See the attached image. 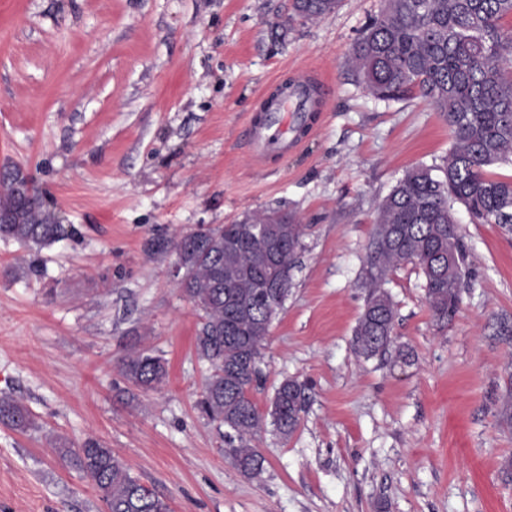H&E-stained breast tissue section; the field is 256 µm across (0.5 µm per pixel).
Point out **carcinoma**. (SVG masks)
<instances>
[{"instance_id": "1", "label": "carcinoma", "mask_w": 512, "mask_h": 512, "mask_svg": "<svg viewBox=\"0 0 512 512\" xmlns=\"http://www.w3.org/2000/svg\"><path fill=\"white\" fill-rule=\"evenodd\" d=\"M341 0H293L289 21L323 20ZM512 0H382L380 13L352 49V63L365 88L378 99L415 91L448 122L453 142L434 165L405 171L379 208L365 271L369 292L355 329V346L366 358L385 354L393 343L395 306L382 288L405 264L425 278L426 300L435 320L452 321L469 269L460 243L454 205L475 224H512V179L489 168L512 165ZM0 238L42 249L64 239L44 195L27 198L0 189ZM304 227L290 214L265 211L241 223L200 225L177 237L179 288L199 315L198 357L211 374L198 402L217 427L227 428L225 455L249 477L264 471L253 445L271 426L287 438L296 432L307 397L305 386L285 379L266 412L251 392L262 377L261 349L282 308L302 246ZM454 252L448 261V251ZM120 370L135 388L154 389L167 378L164 359L150 350L124 356ZM0 423L26 431L28 408L0 395ZM71 466L88 478L108 512H170L166 499L133 476L130 468L97 439L62 448Z\"/></svg>"}]
</instances>
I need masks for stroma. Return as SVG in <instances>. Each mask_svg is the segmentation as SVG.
I'll list each match as a JSON object with an SVG mask.
<instances>
[{
	"label": "stroma",
	"mask_w": 512,
	"mask_h": 512,
	"mask_svg": "<svg viewBox=\"0 0 512 512\" xmlns=\"http://www.w3.org/2000/svg\"><path fill=\"white\" fill-rule=\"evenodd\" d=\"M378 10L342 0L292 23V0H0V164L26 167L73 230L39 251L0 239V393L38 423L0 424V512H105L59 453L89 437L172 512H512V228L456 207L470 274L453 321L405 264L385 284L392 351L355 350L379 206L452 143L423 97L377 99L348 66ZM307 69L328 84L318 130L255 163L249 122ZM272 210L305 235L252 397L267 409L288 378L309 399L292 436L257 437L252 479L197 407L210 366L169 243ZM143 348L169 374L136 392L119 360Z\"/></svg>",
	"instance_id": "obj_1"
}]
</instances>
